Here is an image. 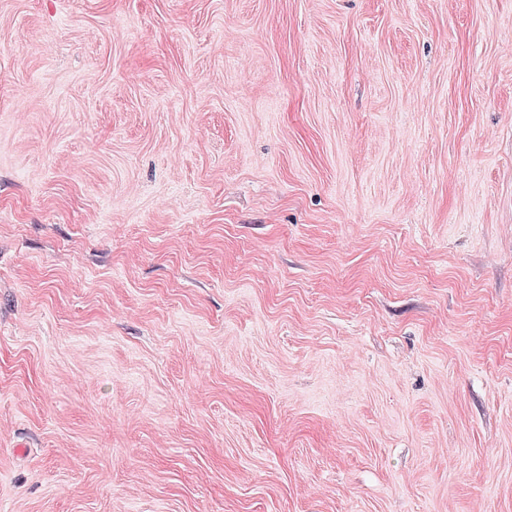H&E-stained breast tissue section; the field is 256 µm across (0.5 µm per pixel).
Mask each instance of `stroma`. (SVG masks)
<instances>
[{"instance_id":"obj_1","label":"stroma","mask_w":512,"mask_h":512,"mask_svg":"<svg viewBox=\"0 0 512 512\" xmlns=\"http://www.w3.org/2000/svg\"><path fill=\"white\" fill-rule=\"evenodd\" d=\"M0 512H512V0H0Z\"/></svg>"}]
</instances>
